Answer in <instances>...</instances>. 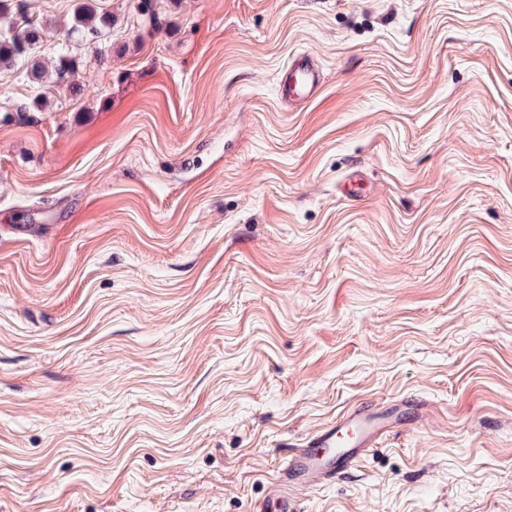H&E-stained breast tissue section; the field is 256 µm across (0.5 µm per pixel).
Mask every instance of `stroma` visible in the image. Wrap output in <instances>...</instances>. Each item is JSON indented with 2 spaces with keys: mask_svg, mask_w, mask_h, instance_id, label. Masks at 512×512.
I'll list each match as a JSON object with an SVG mask.
<instances>
[{
  "mask_svg": "<svg viewBox=\"0 0 512 512\" xmlns=\"http://www.w3.org/2000/svg\"><path fill=\"white\" fill-rule=\"evenodd\" d=\"M26 2L77 68L0 76V512H259L401 397L297 512H512V0ZM98 5V0H78L75 5L69 34L82 43H97L105 31L113 26V16ZM290 81L280 86L281 99L288 105L296 106L313 97L321 87V74L308 57L296 59L288 70ZM417 410L418 403L412 401H400L384 408L362 401L307 438L299 448L291 449L280 473L285 490L276 498L275 509L292 512L293 495L354 465L386 432L408 429Z\"/></svg>",
  "mask_w": 512,
  "mask_h": 512,
  "instance_id": "35a3bbf8",
  "label": "stroma"
}]
</instances>
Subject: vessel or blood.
I'll return each instance as SVG.
<instances>
[{"label": "vessel or blood", "instance_id": "b4317fda", "mask_svg": "<svg viewBox=\"0 0 512 512\" xmlns=\"http://www.w3.org/2000/svg\"><path fill=\"white\" fill-rule=\"evenodd\" d=\"M288 74L289 82L280 86L281 98L288 105L313 97L321 87V74L308 57L296 59ZM417 410V403L412 401L384 408L363 401L307 438L300 447L291 449L280 473L283 491L275 500L276 512H292L293 495L354 465L386 432L408 429Z\"/></svg>", "mask_w": 512, "mask_h": 512}]
</instances>
